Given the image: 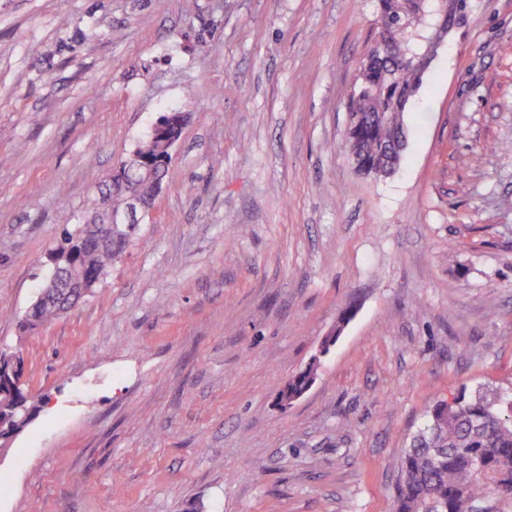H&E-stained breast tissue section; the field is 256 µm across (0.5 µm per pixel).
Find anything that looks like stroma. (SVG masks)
Listing matches in <instances>:
<instances>
[{
  "mask_svg": "<svg viewBox=\"0 0 512 512\" xmlns=\"http://www.w3.org/2000/svg\"><path fill=\"white\" fill-rule=\"evenodd\" d=\"M375 22V0H0V348L37 408L0 512H391L435 403L512 395V0H471L387 178L345 139ZM170 111L121 259L20 333L52 246ZM187 119L188 115L185 112H170L168 123L155 132V136L162 139L165 144V161L170 159L171 149L178 141Z\"/></svg>",
  "mask_w": 512,
  "mask_h": 512,
  "instance_id": "obj_1",
  "label": "stroma"
}]
</instances>
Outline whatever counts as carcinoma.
<instances>
[{"label":"carcinoma","mask_w":512,"mask_h":512,"mask_svg":"<svg viewBox=\"0 0 512 512\" xmlns=\"http://www.w3.org/2000/svg\"><path fill=\"white\" fill-rule=\"evenodd\" d=\"M385 27L375 36L379 63L361 72L359 94L350 97L347 143L362 165L368 168L399 163L401 152L392 146L405 129L404 116L411 110L423 84L424 74L416 66L423 39L437 19L440 0H379ZM413 17V25L406 24ZM137 192L146 204L154 199L151 183L129 181L112 187L101 201L112 213L121 202ZM79 224L65 230L56 250L69 254L73 270L96 269L105 273L118 261L129 241L125 229H112L106 248L92 244ZM82 299L78 292L64 293L23 317L33 329L46 324ZM0 447L7 437L20 433L31 422L35 406L22 383V359L0 351ZM402 482L395 497V512H472L473 505L491 496L512 500V401L508 410L498 399L478 395L466 398L461 392L450 405L437 404L423 432L401 456Z\"/></svg>","instance_id":"cac0c4a2"}]
</instances>
